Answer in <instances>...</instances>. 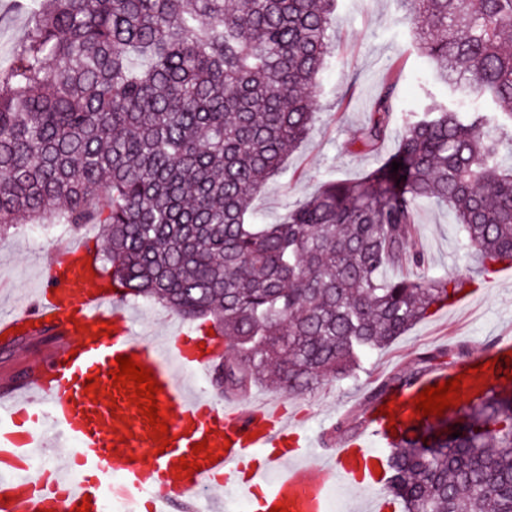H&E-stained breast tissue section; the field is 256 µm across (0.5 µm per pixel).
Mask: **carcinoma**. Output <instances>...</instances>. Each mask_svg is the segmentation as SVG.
Masks as SVG:
<instances>
[{
    "mask_svg": "<svg viewBox=\"0 0 512 512\" xmlns=\"http://www.w3.org/2000/svg\"><path fill=\"white\" fill-rule=\"evenodd\" d=\"M405 3L442 83L496 111L401 120L388 83L349 146L374 153L397 129L396 154L250 224L252 197L316 121L336 0H13L27 29L0 68V237L21 218L101 225L120 296L224 337L212 381L225 394L354 373L471 284L383 276L424 266L419 202L448 209L479 272L512 263V0ZM417 380L377 381L367 404ZM462 413L386 455L404 512H512V400L490 387Z\"/></svg>",
    "mask_w": 512,
    "mask_h": 512,
    "instance_id": "cac0c4a2",
    "label": "carcinoma"
}]
</instances>
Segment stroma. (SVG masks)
<instances>
[{
	"label": "stroma",
	"instance_id": "stroma-1",
	"mask_svg": "<svg viewBox=\"0 0 512 512\" xmlns=\"http://www.w3.org/2000/svg\"><path fill=\"white\" fill-rule=\"evenodd\" d=\"M403 0H336L331 27L333 51L321 76L318 116L307 138L289 157L283 172L253 200L258 223H279L297 200L313 194L328 179L363 180L383 158L398 148L397 137L386 138L380 150L362 153L350 149L351 132L366 122L381 86L396 79L397 94L405 110H421L431 98L443 97V84L435 82L431 68L420 57ZM413 247L423 253L425 271L432 276L457 269L474 276L481 294L466 309L433 313L384 348L368 353L360 370L343 379L325 381L318 389L295 394L258 384L241 398L281 401L293 417L309 449L305 460L317 464L336 449L330 435L337 420L349 410L364 411L370 383L402 371L418 370L420 354L446 349V356L427 364L434 371L492 350L499 338H512V267L488 275L478 274L465 258L466 238L446 208L423 201L416 208ZM99 225L71 231H51L25 224L0 238V312L20 310L42 288L57 250L99 237ZM136 319L139 336H167L176 328L191 331L192 322L146 300L125 302Z\"/></svg>",
	"mask_w": 512,
	"mask_h": 512
}]
</instances>
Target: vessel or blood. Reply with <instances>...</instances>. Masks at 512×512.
Here are the masks:
<instances>
[{
    "instance_id": "vessel-or-blood-1",
    "label": "vessel or blood",
    "mask_w": 512,
    "mask_h": 512,
    "mask_svg": "<svg viewBox=\"0 0 512 512\" xmlns=\"http://www.w3.org/2000/svg\"><path fill=\"white\" fill-rule=\"evenodd\" d=\"M52 266L36 300L0 320V335L7 338L35 319L48 321L53 335L27 377L0 385V512H76L83 501L91 512H105L109 495L211 512L216 491L227 486L247 494L261 489L253 512H271L280 504L288 512H330L332 487H380L383 449L403 437L426 439L427 423L414 413L417 395L460 373L444 368L412 387L389 391L385 400L397 408L398 423L370 414L368 438L344 444L321 467L302 465L300 437L280 403L217 405L178 384L176 367L198 373L206 363L200 337L180 332L161 346L135 335L133 318L117 295L100 287L84 245L60 250ZM120 355L134 357L154 374L158 409L172 438L165 451H158L139 407L127 394L112 391L110 372ZM477 360L487 370L463 379L469 400L486 382L500 384L512 374V365L503 371L489 365L488 355ZM92 376L98 380L94 397L85 391ZM202 441L205 452L194 453ZM57 443L67 446L78 477L59 476ZM182 458L197 461L199 470L177 476L175 464Z\"/></svg>"
}]
</instances>
